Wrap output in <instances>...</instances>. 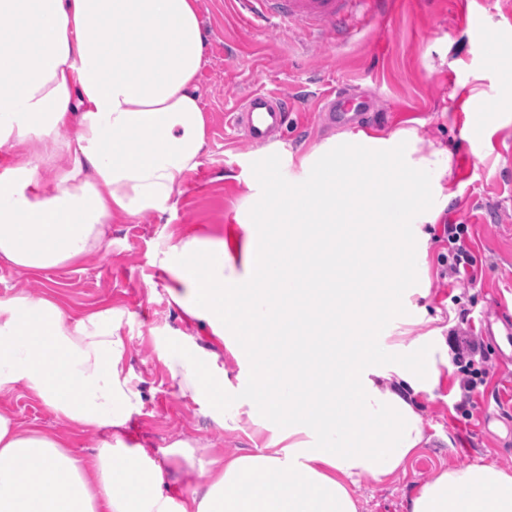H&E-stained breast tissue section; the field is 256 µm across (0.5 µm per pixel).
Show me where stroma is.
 <instances>
[{
	"mask_svg": "<svg viewBox=\"0 0 512 512\" xmlns=\"http://www.w3.org/2000/svg\"><path fill=\"white\" fill-rule=\"evenodd\" d=\"M390 12L374 21L356 10L351 37L343 43L306 40L300 30L272 28L255 32L237 15L231 0H197L205 36L204 63L197 93L208 117L207 146L201 165L174 191L164 212L113 221L109 244L70 266L40 274L0 264V298L23 294L56 295L72 316L110 307L122 311L126 342L124 373L140 390L143 406L122 428L126 444L144 449L162 464L175 499H183L207 480L206 460L252 451V426H217L207 400L182 394L168 363L183 336L213 354L215 366L230 377L249 382L248 366L237 364L223 346L213 344L207 325L188 322L173 303L171 278L157 263L162 243L192 236L227 237L238 231L235 221L260 186L257 172L264 147L243 132L224 125V114L255 90L294 95L307 88L314 95L335 90L352 99H371L379 115L366 132L390 136L404 131L421 140L424 150L448 153L443 178L452 194L440 206L436 223L427 225L431 239L422 267L427 290L418 306L432 325L411 324L409 338L436 328L449 333L467 316L474 334L486 317L501 307L512 310V168L502 148L512 144V111L493 115L483 127L473 123L472 91L489 96L499 91L502 65L489 63L473 49L476 25L499 30L512 41V0H392ZM312 112L292 113L277 142L294 157L337 137ZM464 224L463 241L477 259L475 280L463 288L442 285L440 241L444 225ZM483 360L491 370L472 399L458 385L462 375L455 360L442 369L438 386L416 398L427 438L423 448L393 475L361 477L353 487L360 512H407L415 489L446 468L475 463L496 464L512 471V425L483 423L486 405L512 410V366L503 365L491 339L483 341ZM19 424L65 436L77 456L111 441L110 430L81 431L57 418L25 388L0 397V410ZM180 454H170L175 443Z\"/></svg>",
	"mask_w": 512,
	"mask_h": 512,
	"instance_id": "35a3bbf8",
	"label": "stroma"
}]
</instances>
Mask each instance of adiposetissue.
<instances>
[{
    "mask_svg": "<svg viewBox=\"0 0 512 512\" xmlns=\"http://www.w3.org/2000/svg\"><path fill=\"white\" fill-rule=\"evenodd\" d=\"M205 41L197 0H0V263L39 273L101 249L112 220L164 211L197 169L207 119L196 93ZM77 127L75 140L44 143ZM411 134H348L301 157L265 155L240 263L226 240L165 246L160 268L185 317L236 362L265 360L261 386L226 389L200 352L171 359L182 393L228 430L249 417L261 448L207 463L181 501L161 464L123 439L75 456L59 434L0 411V512H359L360 477L392 475L425 443L414 399L439 384L443 337L408 343L403 300L448 167ZM259 322L255 348L242 319ZM111 308L71 318L52 295L0 300V395L24 386L83 430L122 429L143 405L121 368ZM373 337L365 347L364 337ZM254 484H246V477ZM408 512H512V471L445 469Z\"/></svg>",
    "mask_w": 512,
    "mask_h": 512,
    "instance_id": "adipose-tissue-1",
    "label": "adipose tissue"
}]
</instances>
